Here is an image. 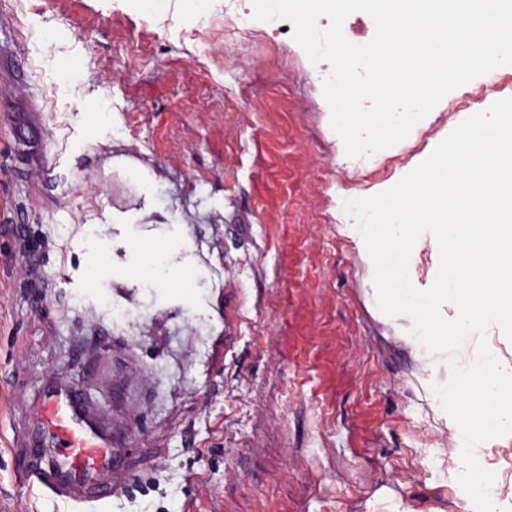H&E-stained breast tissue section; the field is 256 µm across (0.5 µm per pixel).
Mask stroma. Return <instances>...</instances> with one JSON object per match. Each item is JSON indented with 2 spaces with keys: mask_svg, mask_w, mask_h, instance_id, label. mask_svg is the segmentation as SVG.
Listing matches in <instances>:
<instances>
[{
  "mask_svg": "<svg viewBox=\"0 0 512 512\" xmlns=\"http://www.w3.org/2000/svg\"><path fill=\"white\" fill-rule=\"evenodd\" d=\"M13 6L0 0V512H74L11 450L53 375L124 437L104 512H474L430 389L450 368L377 309L341 216L427 158L464 120L456 104L512 92L455 89L367 173L292 34L224 38V0H156L148 17L132 0H25L26 30ZM49 28L63 36L33 60ZM104 297L133 320L112 322ZM476 457L512 512V434Z\"/></svg>",
  "mask_w": 512,
  "mask_h": 512,
  "instance_id": "stroma-1",
  "label": "stroma"
}]
</instances>
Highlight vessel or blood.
I'll return each mask as SVG.
<instances>
[{
	"mask_svg": "<svg viewBox=\"0 0 512 512\" xmlns=\"http://www.w3.org/2000/svg\"><path fill=\"white\" fill-rule=\"evenodd\" d=\"M30 419V428L14 443L32 460L29 484L75 501L84 512L107 504L112 487L101 474L116 468L118 436L88 409L77 385L49 379Z\"/></svg>",
	"mask_w": 512,
	"mask_h": 512,
	"instance_id": "b4317fda",
	"label": "vessel or blood"
}]
</instances>
